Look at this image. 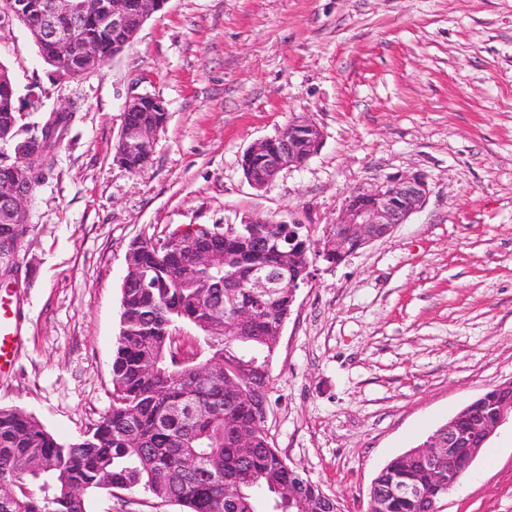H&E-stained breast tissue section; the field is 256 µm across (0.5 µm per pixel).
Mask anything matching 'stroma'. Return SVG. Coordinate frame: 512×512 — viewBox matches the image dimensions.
<instances>
[{"label":"stroma","instance_id":"35a3bbf8","mask_svg":"<svg viewBox=\"0 0 512 512\" xmlns=\"http://www.w3.org/2000/svg\"><path fill=\"white\" fill-rule=\"evenodd\" d=\"M23 129L81 107L36 186L1 288L22 332L0 406L66 443L112 407L125 256L139 237L242 214L314 228L270 366L267 426L288 464L365 512L378 471L465 405L512 380V0H168L134 43L79 81L58 79L28 33L0 26ZM161 98L152 162L113 159L126 99ZM317 155L266 189L240 157L292 120ZM422 172V208L333 266L320 255L346 196ZM441 512H512V424ZM88 512H182L138 489Z\"/></svg>","mask_w":512,"mask_h":512}]
</instances>
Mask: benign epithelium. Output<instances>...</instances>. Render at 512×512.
I'll list each match as a JSON object with an SVG mask.
<instances>
[{
    "label": "benign epithelium",
    "instance_id": "7a95c632",
    "mask_svg": "<svg viewBox=\"0 0 512 512\" xmlns=\"http://www.w3.org/2000/svg\"><path fill=\"white\" fill-rule=\"evenodd\" d=\"M168 0H8L0 22L17 23L29 34L44 62L67 80L79 79L97 70L102 57L99 40L88 34L87 22L93 21L99 34H113L111 57L119 55L136 39L143 25L162 11ZM38 23H30L32 14ZM0 89L14 101L13 111L22 118V101L13 75L0 68ZM165 112L160 98L139 94L129 97L123 112H138L144 106ZM159 128L142 121H122L115 142L114 159L124 167L140 159L141 152L157 143ZM322 147V133L313 122L301 119L288 124V131L252 144L240 159L250 185L262 190L280 171L300 167ZM0 153L13 157V176L0 181V215L10 224L24 227L30 223L29 202L33 196L30 181L31 153L27 140L6 130L0 133ZM429 194L428 176L421 172L386 178L371 189H357L346 197L342 212L332 225L322 257L340 264L349 255L393 232L423 206ZM298 256L288 252V261L279 268L256 266L250 270L246 287L260 300L288 287L295 293L308 280L293 274ZM512 418V380L495 388V394L478 397L448 419L430 440L424 458L432 463L446 461L448 480L454 481L470 467L481 448L497 430Z\"/></svg>",
    "mask_w": 512,
    "mask_h": 512
}]
</instances>
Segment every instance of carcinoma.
<instances>
[{
	"label": "carcinoma",
	"instance_id": "cac0c4a2",
	"mask_svg": "<svg viewBox=\"0 0 512 512\" xmlns=\"http://www.w3.org/2000/svg\"><path fill=\"white\" fill-rule=\"evenodd\" d=\"M128 117L164 126V112H130ZM286 224L201 225L197 246L224 253L238 275L229 288H212L224 268L200 267L182 280L192 260L180 247L179 230L164 239L133 240L126 254L121 289L120 331L112 358V407L97 424L70 443L59 442L35 417L0 407V487L33 482L10 500L7 512H88L89 496L100 490L143 488L186 512H261V496L278 485L297 493L292 512H318L321 488L288 465L255 416L254 385L270 387L268 360L278 322L291 312L288 289L256 304L245 327L224 320L232 291L253 305L240 279L255 265L275 268L281 245L266 244ZM245 432L253 453L243 458L235 437ZM421 441L392 459L374 479L378 488L413 485L438 498L454 485L423 459ZM199 457L205 472L190 476L184 459ZM385 512H425L423 501L397 496Z\"/></svg>",
	"mask_w": 512,
	"mask_h": 512
}]
</instances>
